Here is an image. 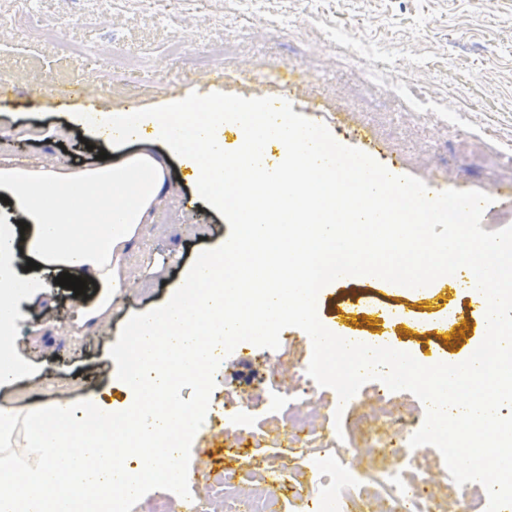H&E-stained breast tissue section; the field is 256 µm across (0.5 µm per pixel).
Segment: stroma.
<instances>
[{
  "label": "stroma",
  "mask_w": 512,
  "mask_h": 512,
  "mask_svg": "<svg viewBox=\"0 0 512 512\" xmlns=\"http://www.w3.org/2000/svg\"><path fill=\"white\" fill-rule=\"evenodd\" d=\"M83 5V0H42L44 13L62 23L70 44L130 49L133 74L120 82L83 75L74 55L29 34L24 20H16L12 30L0 32V78L14 80L22 91L0 104L1 157L71 170L95 165L79 129L67 122L80 104L69 109L54 104L50 81L57 77L81 82L101 112L124 110L132 99L161 111L174 97L194 91L280 97L286 69L295 65L311 72L308 81L294 84L295 113L326 124L339 143L369 152L397 174L422 179L431 192L488 193L493 202L484 211L483 230L512 225V205L499 202L500 196L512 195V0H494L485 8L476 0H260L255 10L240 0H185L168 28L142 21L129 7L91 31L65 26ZM284 17L289 25H281ZM219 35L227 51L214 55L210 68L195 66L198 48ZM389 82L432 97L456 114V122H441L438 113L415 109L410 101H393L385 92ZM313 103L318 111H310ZM151 152L178 187L133 242L125 261L127 286L113 301L110 317L76 326L82 303L73 290L58 285L22 300L27 322L41 330L17 336L26 371L0 386V398L22 409L89 397L122 404L126 396L119 377L132 323L169 301L197 255L238 234L230 213L211 208L193 184L183 181L178 156L160 143ZM359 282L378 311L354 319V329L386 336L390 347L420 364L468 358L486 335L487 323L461 280L447 281L432 298L398 293L374 276H361ZM400 308L418 320V327L399 322ZM446 320L451 326L445 330ZM312 349L307 333L297 327L282 330L275 350L237 345L218 368L213 392L225 409L250 410L256 433L203 416L183 443L182 462L196 476L180 494L209 498L210 512H224L223 497L213 493L215 475L230 470L234 484H254L265 458L275 455L287 474L270 486L281 512H320L316 501L299 493L312 477L311 454L332 448L354 464L358 449L370 445L355 425L359 416L403 404L411 418L424 419L425 408L414 394L378 381L365 383L344 404L333 389L317 386L310 404L321 435L305 447L294 443L291 427L269 411L268 394L279 384L296 385ZM414 458L432 478L423 487L430 512H471V491L449 476L436 447L421 446Z\"/></svg>",
  "instance_id": "obj_1"
}]
</instances>
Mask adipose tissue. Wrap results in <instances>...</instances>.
Wrapping results in <instances>:
<instances>
[{"instance_id":"ef3b65f1","label":"adipose tissue","mask_w":512,"mask_h":512,"mask_svg":"<svg viewBox=\"0 0 512 512\" xmlns=\"http://www.w3.org/2000/svg\"><path fill=\"white\" fill-rule=\"evenodd\" d=\"M229 131L238 142L230 159ZM302 132L283 112L224 99L179 100L165 112L99 113L95 145L135 147L119 164L73 171L0 162V195L10 200L0 220V384L24 371L12 346L24 324L18 301L45 294L47 276L89 280L90 312L109 313L126 280L122 260L166 192V169L149 151L155 142L180 156L209 204L231 208L240 225L233 250L202 254L173 298L138 321L139 366L120 378L127 395L121 409L90 398L24 414L0 400V478L23 480L22 493L0 496V512H72L89 497L111 500L116 488L134 493L149 476L175 483L183 464L169 440L188 437L208 408L199 385L204 369L226 338L266 333L288 316L310 322L316 282L345 275L357 261L344 225L384 219L398 225L400 241L428 246L429 214L411 210L404 224L398 215L337 197V183L354 187L357 173L337 177L328 164L334 141L324 137L307 149ZM273 144L280 159L271 166ZM310 188L317 193L312 205L301 201ZM282 210L290 211V226L273 227L269 216ZM307 255L316 258L317 279L302 263ZM22 256L38 264L24 276L17 268ZM228 299L241 309L232 320L224 317ZM184 381L196 385L189 403L180 397Z\"/></svg>"}]
</instances>
